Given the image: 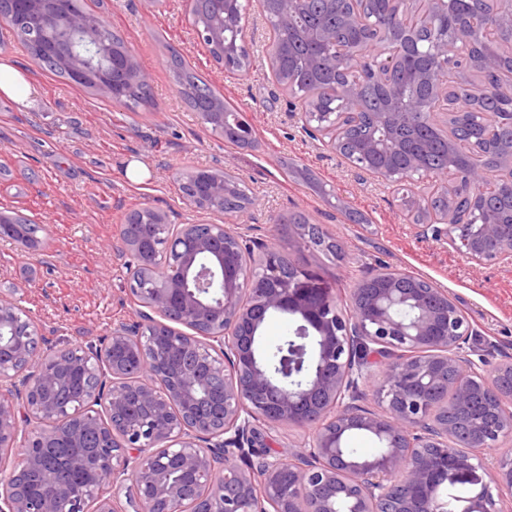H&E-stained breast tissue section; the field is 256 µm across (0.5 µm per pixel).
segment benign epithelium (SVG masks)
<instances>
[{"instance_id":"benign-epithelium-1","label":"benign epithelium","mask_w":512,"mask_h":512,"mask_svg":"<svg viewBox=\"0 0 512 512\" xmlns=\"http://www.w3.org/2000/svg\"><path fill=\"white\" fill-rule=\"evenodd\" d=\"M193 30L203 42H224V0H208L199 19L197 0H186ZM31 21L55 37V54L76 85L92 73L97 90L109 91L114 55L106 48L103 15L77 13L70 0H12ZM449 0H390L402 36L418 30L426 10L448 15ZM512 29V11L497 10L483 34ZM387 32L343 54L356 58L352 77L341 70L344 94L353 99L363 81L387 87L383 111L373 114V134L364 155L406 154L416 167L427 145L409 134L405 97L389 75L399 48ZM244 45L225 42L220 69L243 60ZM125 70L136 84L149 83L131 51L123 52ZM458 70L480 75L500 71L495 53L459 58ZM431 111H448V83L433 88ZM359 111L316 113L325 126L326 147L342 153L352 119ZM508 163L500 180L487 181L477 166L460 175L453 145L448 168L439 176L448 189V210L431 215L424 233L442 236L448 246L475 265L512 258V224H466L453 191L466 182L471 207L512 189V145L503 149ZM238 190L229 172L187 197L197 209L223 211L224 198ZM169 241L179 251L181 275L140 293L150 309L142 321L112 329L100 349L76 348L49 355L17 330L18 304L0 295V380H15V392L0 393V447L13 449L10 478L0 487V512H116L114 500L125 492L132 512H493L489 485L512 492V451L493 457L470 455L512 439V363L483 379L461 344L468 323L446 290L406 288V276L386 272L377 288H365L350 313L339 307L316 277L289 261L273 240L262 244L263 259L252 266L246 244L229 224H210L191 234L189 224H168ZM117 251L136 260L133 273L149 267V253L135 238L121 239ZM172 314L194 331L188 336L153 317ZM275 314L294 318L288 356L273 367L261 346V329ZM362 343L393 356L376 395L382 414L365 413L353 393L367 366L353 359ZM79 369L91 383L76 404L54 399ZM450 399L452 417L439 419L436 400ZM25 404L29 429L17 445L15 398ZM104 406L110 424L94 411ZM55 418L64 427L44 425ZM287 423L312 431L307 448L272 454L255 447L254 424ZM372 434L378 454L357 460L343 446L353 432ZM65 442L72 451L56 469L76 479L54 498L38 497L28 482L48 467L50 449ZM490 484L472 496L451 488L478 469ZM94 509H89V505Z\"/></svg>"}]
</instances>
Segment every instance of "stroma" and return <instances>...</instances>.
I'll return each instance as SVG.
<instances>
[{
  "label": "stroma",
  "instance_id": "1",
  "mask_svg": "<svg viewBox=\"0 0 512 512\" xmlns=\"http://www.w3.org/2000/svg\"><path fill=\"white\" fill-rule=\"evenodd\" d=\"M102 13L151 79L154 104L133 111L101 93L81 89L30 58L11 34L0 37L5 55L39 91L36 109H21L0 95V213H24L41 224V245L27 249L0 238V291L14 292L37 330L59 349L85 348L137 319L129 292L132 259L105 245L117 241L135 209L149 207L172 224L220 222L182 196L175 174L194 169L236 175L254 200L234 217L244 240L277 236L282 251L312 270L321 286L348 302L353 284L387 265L447 289L471 333L465 348L482 373L512 361V263L478 266L446 240L424 235L396 187L351 170L320 141L306 136L290 95L278 85L266 50L267 24L259 0L243 19L248 66L220 69L195 39L183 0H85ZM180 52L250 121L259 146L242 150L213 134L176 91L166 61ZM313 170L326 193L286 177L280 162ZM146 173L130 179L131 164ZM367 221L351 223L347 212ZM305 216L341 246L343 257L309 249L279 218Z\"/></svg>",
  "mask_w": 512,
  "mask_h": 512
}]
</instances>
